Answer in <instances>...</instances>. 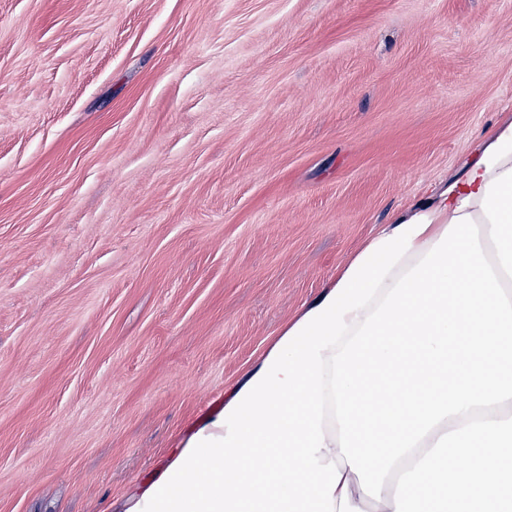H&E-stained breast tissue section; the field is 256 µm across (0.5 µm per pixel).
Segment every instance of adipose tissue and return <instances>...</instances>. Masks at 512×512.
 Here are the masks:
<instances>
[{"instance_id": "1", "label": "adipose tissue", "mask_w": 512, "mask_h": 512, "mask_svg": "<svg viewBox=\"0 0 512 512\" xmlns=\"http://www.w3.org/2000/svg\"><path fill=\"white\" fill-rule=\"evenodd\" d=\"M466 213L477 225L483 253L512 301V118L498 123L480 139L458 177L433 189L411 212L396 216L377 231L381 239L411 217L425 215L430 220L429 227L413 237L411 249L394 266V273L405 274L417 265L451 219ZM339 435L336 429L325 432L320 450L326 459L335 461L341 475L333 493L336 512H395V481H384L380 499L366 495L340 452Z\"/></svg>"}]
</instances>
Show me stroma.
I'll list each match as a JSON object with an SVG mask.
<instances>
[{
	"instance_id": "1",
	"label": "stroma",
	"mask_w": 512,
	"mask_h": 512,
	"mask_svg": "<svg viewBox=\"0 0 512 512\" xmlns=\"http://www.w3.org/2000/svg\"><path fill=\"white\" fill-rule=\"evenodd\" d=\"M512 117V0H0V512H108Z\"/></svg>"
}]
</instances>
